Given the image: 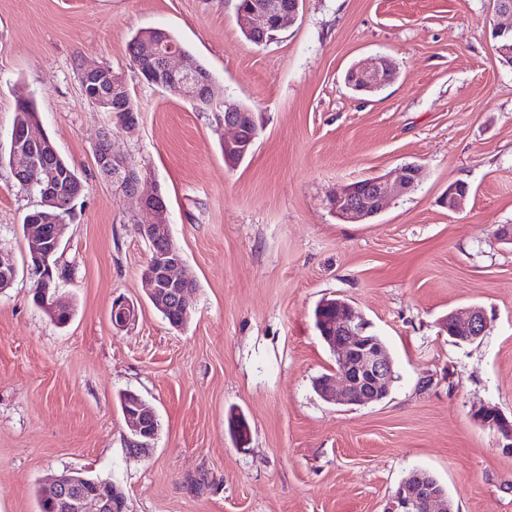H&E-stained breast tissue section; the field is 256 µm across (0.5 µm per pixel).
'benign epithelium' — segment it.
Listing matches in <instances>:
<instances>
[{
	"mask_svg": "<svg viewBox=\"0 0 512 512\" xmlns=\"http://www.w3.org/2000/svg\"><path fill=\"white\" fill-rule=\"evenodd\" d=\"M300 0H250L246 7L237 9L241 29L260 42L272 31H281L299 14ZM143 54L158 61L152 82L159 88H172L193 102H206L213 109H224V164L234 169L250 152L252 141L243 137L238 108L218 95L214 85L197 79V64L171 43L156 39L146 43ZM350 82L361 91L387 85L394 76L391 60L380 56L349 70ZM82 93L102 111H112V75L101 64H81ZM15 169L27 185L41 189L47 195H56L64 188L63 174L49 166L46 158L57 154L52 140L40 131L39 120L15 127L11 136ZM95 162L100 172L112 182L115 191L122 194L135 210L149 215V220L135 225L136 233L148 242L167 239L163 248L149 256L142 276L148 287L149 299L162 312L179 309L180 320L188 318L198 284L180 274L183 255L169 233V214L162 207L160 188L153 184L150 171L137 169L127 158L112 150L107 143L95 151ZM421 176L416 164H404L386 176L368 177L345 185L331 201L336 218L346 222H361L378 216L391 199L415 188ZM60 224H28L26 234L30 242L32 261L26 262V271L44 295V307L54 318L65 313L64 299L58 296L52 258L61 245ZM18 266L13 256L0 252V292L13 285ZM135 317V307L125 298L112 301V326L127 327ZM488 317L478 306L450 312L439 326L451 338L473 341L488 327ZM369 324L354 307L345 301L337 304L336 319L331 323V335L325 340L336 356L337 367L330 375L317 382V392L330 402L351 405L376 403L387 395L394 379L393 362L381 340L368 336ZM123 415L128 424L131 448L142 451L151 445L157 435V414L140 396L130 393L123 403ZM477 421L497 431L502 448L512 454V421L498 409L482 406L474 410ZM45 496L54 512H127L124 495L110 481L90 479L80 472L70 471L56 475L46 484ZM446 494L439 483L426 472H414L388 498L384 512H441Z\"/></svg>",
	"mask_w": 512,
	"mask_h": 512,
	"instance_id": "obj_1",
	"label": "benign epithelium"
}]
</instances>
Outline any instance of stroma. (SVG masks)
Instances as JSON below:
<instances>
[{
  "label": "stroma",
  "instance_id": "obj_1",
  "mask_svg": "<svg viewBox=\"0 0 512 512\" xmlns=\"http://www.w3.org/2000/svg\"><path fill=\"white\" fill-rule=\"evenodd\" d=\"M237 0H0V143L19 98L81 173L56 255L75 314L54 325L19 274L0 293V512H38L37 488L78 471L112 481L128 512H383L413 471L440 481L453 512H512V454L473 416L512 419V65L491 36L494 0H303L271 42L246 40ZM171 33L225 98L256 114L251 153L227 170L223 112L146 83L128 45ZM377 56L396 78L359 95L344 84ZM110 65L140 111L115 128L81 90L77 62ZM112 147L151 171L198 290L169 326L142 279L149 245L95 164ZM411 192L367 224L336 219L342 186L403 164ZM462 181L461 211L441 199ZM37 203L0 167V251L25 264L22 219ZM135 320L112 325L116 297ZM349 301L393 360L382 401L332 404L315 391L336 358L313 311ZM471 305L489 317L472 343L438 320ZM155 409L145 452L127 446L120 394ZM246 422L244 433L231 423Z\"/></svg>",
  "mask_w": 512,
  "mask_h": 512
}]
</instances>
